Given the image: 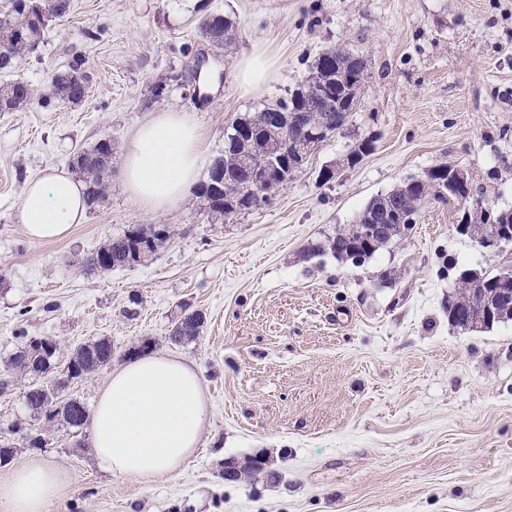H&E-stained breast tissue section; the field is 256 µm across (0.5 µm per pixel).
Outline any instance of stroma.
I'll list each match as a JSON object with an SVG mask.
<instances>
[{"label": "stroma", "instance_id": "stroma-1", "mask_svg": "<svg viewBox=\"0 0 512 512\" xmlns=\"http://www.w3.org/2000/svg\"><path fill=\"white\" fill-rule=\"evenodd\" d=\"M216 13L237 25L231 46L199 36ZM259 42L276 77L246 96L231 68ZM336 47L366 62L361 101L268 204L214 222L193 196L150 213L125 193L124 148L154 112L193 113L213 159L235 118L287 97ZM200 53L219 79L198 89L189 75ZM77 56L86 98L59 103L50 77ZM16 79L33 95L0 112V377L23 337H55L61 367L105 338L111 364L66 391L91 406L145 344L196 367L212 412L184 470L143 486L99 468L89 438L65 426H44L38 449L12 434L30 421L22 393L33 382L13 375L0 441L16 446L15 461L35 455L68 472L52 512H512V321L476 331L448 321L459 274L497 272L512 245L476 246L451 201L424 205L360 264L306 254L440 163L467 170L484 202L512 208V0H71L38 54L0 71V85ZM105 137L104 201L67 238L31 241L18 220L27 182ZM365 138L373 150L347 166ZM135 224L169 225L172 237L143 263L86 267ZM185 308L205 324L175 345L168 329ZM259 455L268 479L225 481V460Z\"/></svg>", "mask_w": 512, "mask_h": 512}]
</instances>
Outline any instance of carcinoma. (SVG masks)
Listing matches in <instances>:
<instances>
[{
    "instance_id": "carcinoma-1",
    "label": "carcinoma",
    "mask_w": 512,
    "mask_h": 512,
    "mask_svg": "<svg viewBox=\"0 0 512 512\" xmlns=\"http://www.w3.org/2000/svg\"><path fill=\"white\" fill-rule=\"evenodd\" d=\"M48 9L55 19L69 14L71 0H12L7 17L0 20V38L7 46L0 49V71L12 69L15 59L34 49L40 40L43 21L36 6ZM236 23L227 16L210 14L200 22V35L212 47L221 48L232 39ZM364 61L343 49L325 50L309 66L305 80L288 98L280 99L253 113L237 117L231 132L224 140V154L214 158L208 169V179L194 189L201 202V212L214 218L229 217L239 210L228 207L232 201L243 200L249 192L247 184L253 171L270 170L265 193L272 194L284 186L277 172L291 177L312 157L309 150L297 151V146L308 144L304 130L326 128L330 133L345 126L356 111L362 84ZM88 75L85 61L74 59L69 71L51 76L53 98L62 103H79L87 93ZM6 92L9 105L0 112H10L26 105L32 98L27 82L13 81ZM295 112L307 116L304 126L291 125L288 144L276 140L270 133L275 122L290 118ZM112 140L101 139L79 152L73 170L85 186L86 204L95 208L106 196L112 176ZM450 166L438 164L421 177H413L392 191L371 199L355 222L339 229L324 244L308 248L314 256L330 250L341 260L360 261L371 257L381 247L401 236L399 224L419 212L422 205L441 200V180ZM469 223L511 224L512 209H499L481 201L469 209ZM171 239L170 227L165 224H135L124 234L110 239L86 265L100 270L138 264L157 253ZM504 267L494 274L464 273L460 276L458 291L448 296V321L455 327L469 330L491 326L490 312L509 311L512 299L500 293ZM205 316L200 311L184 312L171 325L168 339L181 344L200 335ZM49 351L34 359H26V347L34 341L22 342L9 361L10 370L41 379L24 391V405L30 415L46 423L59 422L78 433L83 430L90 410L76 399H64L61 392L73 378L89 376L112 361V344L103 338L78 347L71 355L64 371L65 377H56V354L59 342L51 336L42 337Z\"/></svg>"
}]
</instances>
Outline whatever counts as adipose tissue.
Returning <instances> with one entry per match:
<instances>
[{"label":"adipose tissue","instance_id":"obj_1","mask_svg":"<svg viewBox=\"0 0 512 512\" xmlns=\"http://www.w3.org/2000/svg\"><path fill=\"white\" fill-rule=\"evenodd\" d=\"M272 68L265 46L256 44L235 61L233 82L243 93H256L269 82ZM203 163L196 119L169 109L137 129L124 150L121 176L137 205L158 213L185 198ZM86 212L83 185L55 170L29 183L19 219L31 239L48 241L66 236ZM210 416L202 379L183 358L132 359L112 372L90 415L93 456L105 471L150 484L181 472L196 455ZM68 486L63 468L25 459L0 481V512H51Z\"/></svg>","mask_w":512,"mask_h":512}]
</instances>
